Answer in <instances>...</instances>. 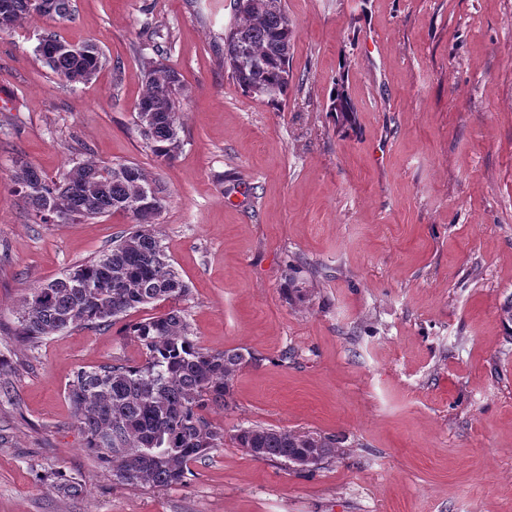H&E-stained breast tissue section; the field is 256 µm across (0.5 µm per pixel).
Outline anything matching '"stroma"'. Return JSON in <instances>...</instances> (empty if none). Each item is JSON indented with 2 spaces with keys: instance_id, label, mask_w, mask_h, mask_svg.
<instances>
[{
  "instance_id": "35a3bbf8",
  "label": "stroma",
  "mask_w": 512,
  "mask_h": 512,
  "mask_svg": "<svg viewBox=\"0 0 512 512\" xmlns=\"http://www.w3.org/2000/svg\"><path fill=\"white\" fill-rule=\"evenodd\" d=\"M285 6L297 36L279 111L220 64L232 0H71L52 28L107 58L75 86L36 57L42 22L0 31V512H512V0ZM159 61L185 87L169 163L135 122ZM340 78L349 129L329 110ZM86 157L160 182L193 340L252 358L210 420L228 436L261 424L335 437L313 475L228 439L182 484L139 488L85 449L69 382L141 364L125 326L168 309L14 335L31 286L131 224H38L24 207L16 160L54 176ZM64 479L82 492L59 493Z\"/></svg>"
}]
</instances>
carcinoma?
Returning <instances> with one entry per match:
<instances>
[{
	"label": "carcinoma",
	"mask_w": 512,
	"mask_h": 512,
	"mask_svg": "<svg viewBox=\"0 0 512 512\" xmlns=\"http://www.w3.org/2000/svg\"><path fill=\"white\" fill-rule=\"evenodd\" d=\"M69 8V0H0V30L26 19L53 20ZM295 39L283 0H259L225 29L220 62L243 93L255 97L257 86L270 87L264 100L278 107L291 87L288 63ZM67 46L46 27L35 47L38 59L66 84L91 80L107 62L92 43L82 45L85 53L78 55ZM181 90L180 74L157 64L146 72L136 107L141 135L166 162L183 145ZM330 111L340 114L343 124L354 125L355 109L341 82ZM13 179L23 204L41 224L114 212L132 220L112 246L30 288L20 301L14 335L37 340L106 325L132 309L188 296L189 286L156 233L164 189L140 167L78 159L53 178L19 160ZM128 335L142 346L145 362L77 371L67 389L75 423L84 447L118 482L141 488L181 484L191 463L224 445V429L214 426L208 413L229 406L232 381L249 359L237 349L213 352L199 346L176 307L130 324ZM231 440L254 458L283 460L304 476L336 456L333 438L257 424L237 428Z\"/></svg>",
	"instance_id": "1"
}]
</instances>
